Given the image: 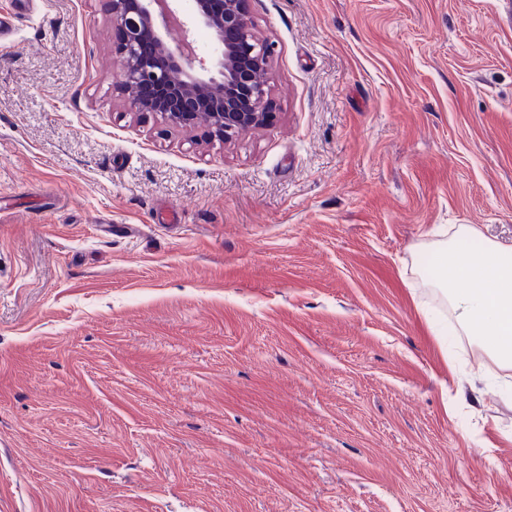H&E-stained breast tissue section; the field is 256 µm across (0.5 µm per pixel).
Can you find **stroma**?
<instances>
[{"mask_svg":"<svg viewBox=\"0 0 512 512\" xmlns=\"http://www.w3.org/2000/svg\"><path fill=\"white\" fill-rule=\"evenodd\" d=\"M0 49V512H512V366L427 233L512 248V0H248L276 117L131 112L109 0Z\"/></svg>","mask_w":512,"mask_h":512,"instance_id":"stroma-1","label":"stroma"}]
</instances>
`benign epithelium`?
<instances>
[{
    "instance_id": "obj_1",
    "label": "benign epithelium",
    "mask_w": 512,
    "mask_h": 512,
    "mask_svg": "<svg viewBox=\"0 0 512 512\" xmlns=\"http://www.w3.org/2000/svg\"><path fill=\"white\" fill-rule=\"evenodd\" d=\"M112 24L121 32L122 57L117 83L126 91L133 112L151 111L150 103L136 94L142 85L159 86L168 101L164 112L174 127L188 130L205 119L214 136L230 141L266 126L272 113V77L269 60L273 44L262 38L248 14V0H194L193 25L208 31L210 50L203 56L188 44L171 46L165 37L169 20L176 18L174 0H110ZM156 46L155 57L139 58L145 39Z\"/></svg>"
}]
</instances>
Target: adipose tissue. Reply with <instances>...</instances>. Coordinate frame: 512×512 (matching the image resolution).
Returning <instances> with one entry per match:
<instances>
[{
    "mask_svg": "<svg viewBox=\"0 0 512 512\" xmlns=\"http://www.w3.org/2000/svg\"><path fill=\"white\" fill-rule=\"evenodd\" d=\"M426 247L442 261L432 286L454 308L457 327L487 337L492 354L511 362L512 248L491 243L472 253L445 238Z\"/></svg>",
    "mask_w": 512,
    "mask_h": 512,
    "instance_id": "obj_1",
    "label": "adipose tissue"
}]
</instances>
